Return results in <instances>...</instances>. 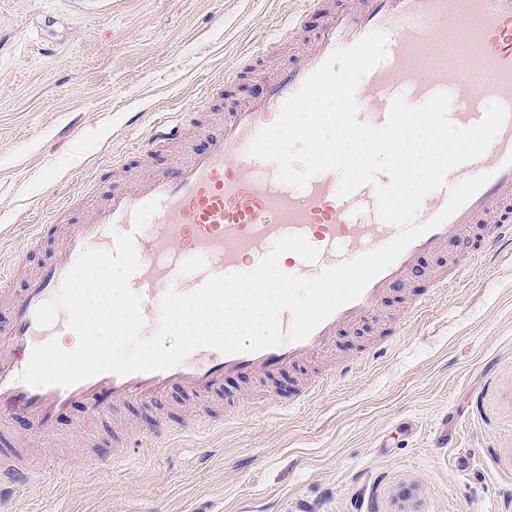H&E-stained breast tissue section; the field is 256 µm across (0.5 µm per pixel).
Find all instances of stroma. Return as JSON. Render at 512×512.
Returning a JSON list of instances; mask_svg holds the SVG:
<instances>
[{
  "label": "stroma",
  "mask_w": 512,
  "mask_h": 512,
  "mask_svg": "<svg viewBox=\"0 0 512 512\" xmlns=\"http://www.w3.org/2000/svg\"><path fill=\"white\" fill-rule=\"evenodd\" d=\"M297 0H0V266L35 274L31 225L82 220L114 181L133 183L154 122L210 112L205 90L268 44L265 74L292 51L279 37ZM443 259L422 258L385 310L337 336L331 360L356 365L341 384L276 376L293 408L230 379L223 425L195 424L168 402L118 410L129 458L90 475L81 459L112 454V422L79 447L81 407L57 440L11 425L15 447L56 466L0 512H512V260L470 268L417 319L407 306Z\"/></svg>",
  "instance_id": "1"
}]
</instances>
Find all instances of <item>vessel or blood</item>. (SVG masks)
I'll return each mask as SVG.
<instances>
[{
	"instance_id": "vessel-or-blood-1",
	"label": "vessel or blood",
	"mask_w": 512,
	"mask_h": 512,
	"mask_svg": "<svg viewBox=\"0 0 512 512\" xmlns=\"http://www.w3.org/2000/svg\"><path fill=\"white\" fill-rule=\"evenodd\" d=\"M303 3L300 18L288 23L282 35L299 41L305 17L318 16L320 23L305 50L281 63L274 77L251 94L225 100L205 144L192 147L176 164L156 166L133 185L113 188L79 223L63 230L55 224L34 225L30 240L38 247H52L53 256L23 281L20 293L12 297L8 318L0 322V430L21 419L45 435L55 428L59 414L76 404L83 405L87 417L100 418L115 406L152 403L174 393L210 397L219 394L228 376L253 380L302 372L337 336L363 326L392 289L407 286L417 275L420 257L447 255L449 241L473 238L477 229L482 232L462 260L433 276L430 293L435 296L488 254L512 250L511 118L481 158L454 169L447 178L452 185L487 172L490 181L306 340L229 356L199 349L167 371L123 377L105 373L69 388L32 387L19 381L34 346L69 332L62 315L52 328L39 327L36 308L55 296L84 248H112L113 231L136 233L141 267L131 284L142 296L141 311L151 329L168 288L186 292L209 275L252 270L280 237L302 234L319 248L317 263L292 255L283 265L285 273L311 276L396 236V228L375 212L372 186L341 199L336 195L337 174L326 172L299 190L278 181L273 163L246 154L256 133L275 121L284 100L335 48L350 46L373 31L388 37L386 60L364 77L356 92L358 118L364 123L383 125L399 94L419 105L435 93H449L450 118L461 127L478 123L492 102L512 111V0H351L340 11L330 0ZM199 120L193 113L185 120L158 122L150 138L151 155L161 157L187 124ZM154 198L160 202L158 212L150 224L134 230V208ZM35 476L30 459L0 448V493L27 485Z\"/></svg>"
}]
</instances>
